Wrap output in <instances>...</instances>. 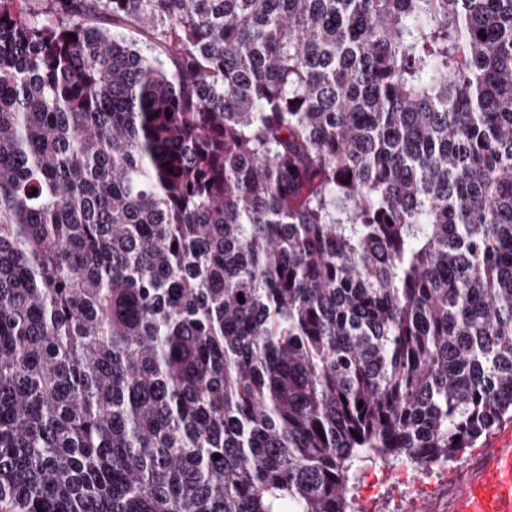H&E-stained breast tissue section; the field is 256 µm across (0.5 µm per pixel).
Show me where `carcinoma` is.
<instances>
[{
	"label": "carcinoma",
	"instance_id": "cac0c4a2",
	"mask_svg": "<svg viewBox=\"0 0 512 512\" xmlns=\"http://www.w3.org/2000/svg\"><path fill=\"white\" fill-rule=\"evenodd\" d=\"M49 2L0 0V512H358L512 421V0Z\"/></svg>",
	"mask_w": 512,
	"mask_h": 512
}]
</instances>
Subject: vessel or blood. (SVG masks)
I'll return each mask as SVG.
<instances>
[{
    "mask_svg": "<svg viewBox=\"0 0 512 512\" xmlns=\"http://www.w3.org/2000/svg\"><path fill=\"white\" fill-rule=\"evenodd\" d=\"M450 512H512V448H492L452 499Z\"/></svg>",
    "mask_w": 512,
    "mask_h": 512,
    "instance_id": "b4317fda",
    "label": "vessel or blood"
}]
</instances>
